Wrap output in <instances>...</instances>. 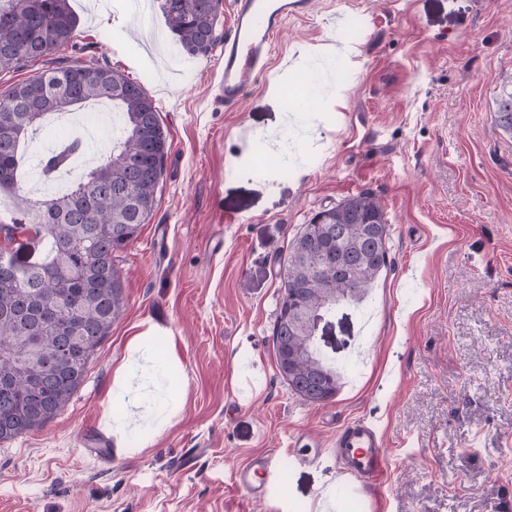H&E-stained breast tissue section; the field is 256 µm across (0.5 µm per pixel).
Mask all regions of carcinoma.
Segmentation results:
<instances>
[{"label": "carcinoma", "mask_w": 512, "mask_h": 512, "mask_svg": "<svg viewBox=\"0 0 512 512\" xmlns=\"http://www.w3.org/2000/svg\"><path fill=\"white\" fill-rule=\"evenodd\" d=\"M166 25L176 37V51L186 58L207 55L220 38L221 0H158ZM77 26L70 0H0V71L47 57L69 43ZM92 68L112 83L65 81L71 66L49 68L0 95V116L14 114L9 136L0 123V194L18 196L19 148L50 112H68L76 104L108 101L120 114L121 130L111 151L83 170L71 189L24 203L25 222L0 224V441L43 427L69 403L83 384L97 348L125 311L119 253L137 237L155 211L156 193L168 155L167 134L144 87L118 70ZM495 120L512 136V72L498 76ZM84 150L71 134L40 159L45 180L71 166ZM388 224L370 191L350 196L315 213L292 241L283 270L296 283L307 282L322 253L306 248L312 234L325 235L332 224L345 225V236L331 249L358 270L354 284L313 288L311 307L333 305L336 295L361 302L379 274L390 265L389 242L381 246L364 234V224ZM42 248L32 261L25 245ZM281 285L273 326L275 356L280 344L296 350L297 370L288 388L316 402L336 396L341 375L319 354L311 334L288 330L292 297Z\"/></svg>", "instance_id": "1"}]
</instances>
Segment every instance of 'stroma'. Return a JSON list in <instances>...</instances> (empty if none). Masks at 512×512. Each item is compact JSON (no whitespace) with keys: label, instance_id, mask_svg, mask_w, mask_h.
<instances>
[{"label":"stroma","instance_id":"obj_1","mask_svg":"<svg viewBox=\"0 0 512 512\" xmlns=\"http://www.w3.org/2000/svg\"><path fill=\"white\" fill-rule=\"evenodd\" d=\"M71 6L56 59L142 84L169 152L154 215L118 260L126 310L84 383L44 427L0 442V512H512V137L493 112L512 0H312L230 110L216 54L177 56L159 9ZM302 75L310 94L289 107L277 87ZM272 133L287 173L242 169ZM364 190L391 264L320 323L344 384L312 404L276 364L279 261L316 212ZM135 343L165 384L140 402L170 422L116 436L104 422ZM357 420L387 448L374 487L338 478L336 432ZM258 454L280 467L260 500L235 481Z\"/></svg>","mask_w":512,"mask_h":512}]
</instances>
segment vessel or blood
Wrapping results in <instances>:
<instances>
[{
    "label": "vessel or blood",
    "instance_id": "vessel-or-blood-1",
    "mask_svg": "<svg viewBox=\"0 0 512 512\" xmlns=\"http://www.w3.org/2000/svg\"><path fill=\"white\" fill-rule=\"evenodd\" d=\"M232 28L225 37L218 59L220 97L225 107L239 104L245 90L270 71L275 37L291 17L309 10V0H230ZM336 445L345 459L343 474L370 484L386 476V454L382 437L363 421H355L336 435ZM278 476L271 458L258 456L238 468L236 480L251 497L266 495Z\"/></svg>",
    "mask_w": 512,
    "mask_h": 512
}]
</instances>
